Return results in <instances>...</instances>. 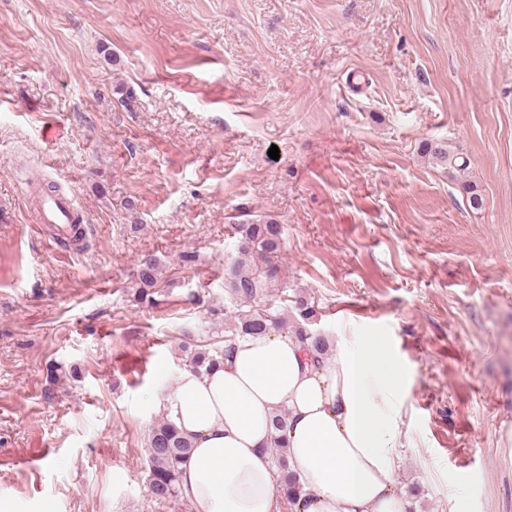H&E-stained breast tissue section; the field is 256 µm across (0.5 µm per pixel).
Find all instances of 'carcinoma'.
Listing matches in <instances>:
<instances>
[{
	"label": "carcinoma",
	"instance_id": "obj_1",
	"mask_svg": "<svg viewBox=\"0 0 512 512\" xmlns=\"http://www.w3.org/2000/svg\"><path fill=\"white\" fill-rule=\"evenodd\" d=\"M428 161L444 170L459 187L469 209L480 211L484 198L475 183L468 179L469 162L462 152L449 142L428 139L421 145ZM236 257L226 270L224 287L233 303L232 314L224 315L223 344L212 348H198L190 354L187 367L195 371H210L224 363L233 344L244 336H260L271 328L287 329L302 341L310 342L311 357L317 359L330 353L328 340L311 329L316 316L314 298L299 294L286 308L275 304L270 289L277 287L281 268L279 258L284 244V227L273 219L250 224H237ZM163 267L160 260L149 257L138 265L135 285L137 297H152L161 283ZM288 423V411L276 410L272 425L274 434L270 443L272 455L282 475L280 491L291 512H300L304 492L296 472L289 464L283 441ZM193 448L175 424L166 417L156 422L148 436V489L151 498L159 502L184 503L179 492V465Z\"/></svg>",
	"mask_w": 512,
	"mask_h": 512
}]
</instances>
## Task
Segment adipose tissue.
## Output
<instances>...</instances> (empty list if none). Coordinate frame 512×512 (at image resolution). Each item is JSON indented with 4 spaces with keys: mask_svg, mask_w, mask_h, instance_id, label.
Here are the masks:
<instances>
[{
    "mask_svg": "<svg viewBox=\"0 0 512 512\" xmlns=\"http://www.w3.org/2000/svg\"><path fill=\"white\" fill-rule=\"evenodd\" d=\"M412 379L378 336L311 359L287 330L240 338L223 366L183 369L158 406L193 448L179 466L191 512H277L269 445L288 412V463L304 482L301 512H409L395 488L409 447L402 408Z\"/></svg>",
    "mask_w": 512,
    "mask_h": 512,
    "instance_id": "ef3b65f1",
    "label": "adipose tissue"
}]
</instances>
